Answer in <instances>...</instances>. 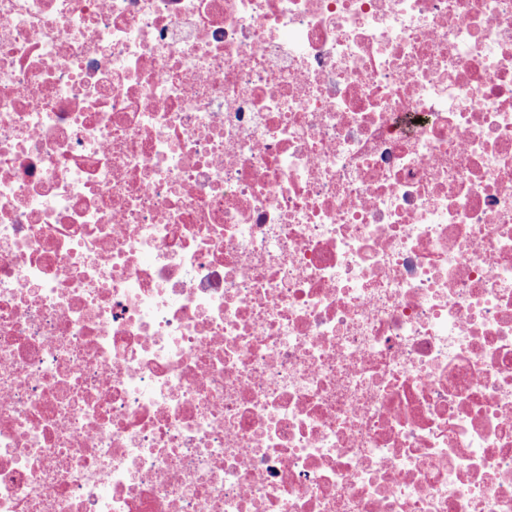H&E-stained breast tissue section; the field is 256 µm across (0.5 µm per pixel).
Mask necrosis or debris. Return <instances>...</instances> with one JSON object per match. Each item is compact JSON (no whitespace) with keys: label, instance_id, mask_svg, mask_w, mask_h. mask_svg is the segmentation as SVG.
I'll return each instance as SVG.
<instances>
[{"label":"necrosis or debris","instance_id":"1","mask_svg":"<svg viewBox=\"0 0 512 512\" xmlns=\"http://www.w3.org/2000/svg\"><path fill=\"white\" fill-rule=\"evenodd\" d=\"M0 512H512V0H0Z\"/></svg>","mask_w":512,"mask_h":512}]
</instances>
